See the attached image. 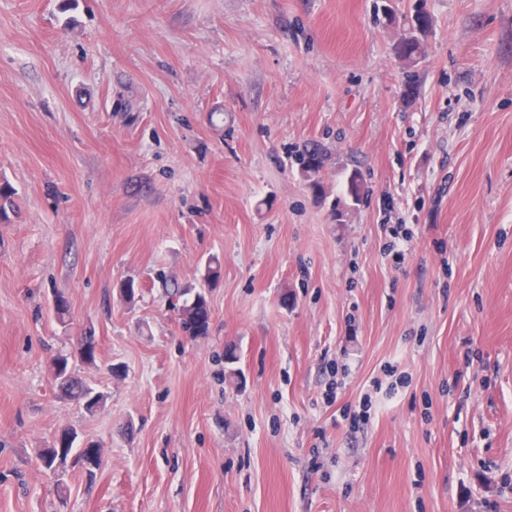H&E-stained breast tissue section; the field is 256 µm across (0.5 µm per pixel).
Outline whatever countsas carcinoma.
I'll use <instances>...</instances> for the list:
<instances>
[{"mask_svg": "<svg viewBox=\"0 0 512 512\" xmlns=\"http://www.w3.org/2000/svg\"><path fill=\"white\" fill-rule=\"evenodd\" d=\"M414 33L402 39L399 43V54L408 63L416 62L424 53L423 44L418 34L425 31L429 25L427 13L421 9L411 20ZM299 165L304 172L311 177H316L324 168L326 154L316 148L304 149L296 155ZM221 271L217 261H211L197 284L180 285L175 281L163 280L166 294L170 298L181 301L174 306L179 316L183 332L192 337L206 336L210 332V321L205 319V313L209 311L206 297L207 291L217 286L220 281ZM140 284L133 277L120 281L117 285V293L126 301L134 300L139 291ZM96 343L92 336H82L77 341L73 356L58 355L51 363V372L54 382L61 396L74 401L88 412L97 410L105 401L103 392L87 384L75 374L73 361L84 365L95 364ZM77 434L66 428L56 437L51 446L38 450V456L45 468L54 466L61 469V478L57 480V492L60 496L67 495V484L64 475L67 473L68 460L73 462L88 460V450L84 447H75Z\"/></svg>", "mask_w": 512, "mask_h": 512, "instance_id": "cac0c4a2", "label": "carcinoma"}]
</instances>
